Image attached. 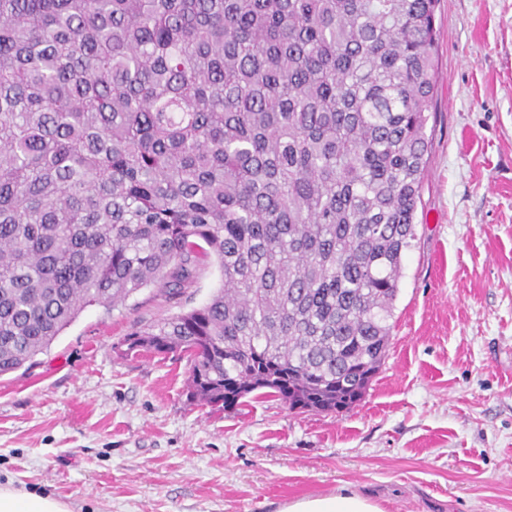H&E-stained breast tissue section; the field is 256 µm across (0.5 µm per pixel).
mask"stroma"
I'll list each match as a JSON object with an SVG mask.
<instances>
[{
  "instance_id": "1",
  "label": "stroma",
  "mask_w": 512,
  "mask_h": 512,
  "mask_svg": "<svg viewBox=\"0 0 512 512\" xmlns=\"http://www.w3.org/2000/svg\"><path fill=\"white\" fill-rule=\"evenodd\" d=\"M417 238L384 364L353 407L190 396L138 326L208 302L214 257L177 291L86 307L0 376V483L72 512H277L339 488L384 512H512V0H437Z\"/></svg>"
}]
</instances>
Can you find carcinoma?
<instances>
[{
    "label": "carcinoma",
    "instance_id": "cac0c4a2",
    "mask_svg": "<svg viewBox=\"0 0 512 512\" xmlns=\"http://www.w3.org/2000/svg\"><path fill=\"white\" fill-rule=\"evenodd\" d=\"M434 0H0V376L88 306L223 285L128 334L230 410L354 406L428 149Z\"/></svg>",
    "mask_w": 512,
    "mask_h": 512
}]
</instances>
